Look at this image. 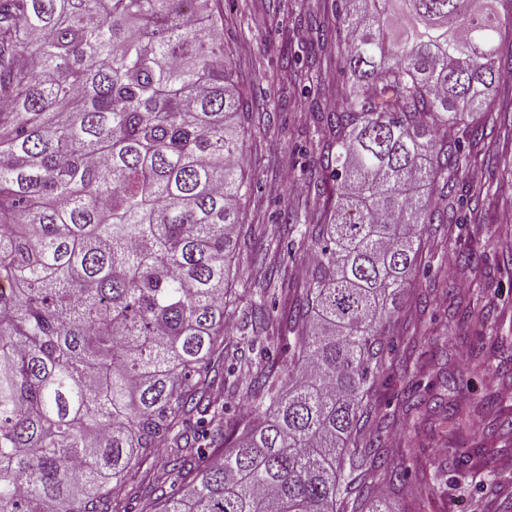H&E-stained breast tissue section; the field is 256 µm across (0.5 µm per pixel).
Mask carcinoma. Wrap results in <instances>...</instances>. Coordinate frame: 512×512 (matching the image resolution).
<instances>
[{
    "label": "carcinoma",
    "instance_id": "1",
    "mask_svg": "<svg viewBox=\"0 0 512 512\" xmlns=\"http://www.w3.org/2000/svg\"><path fill=\"white\" fill-rule=\"evenodd\" d=\"M0 0V512H127L137 467L212 459L155 512H390L406 462L369 431L379 323L416 269L433 188L471 164L448 128L489 111L512 0H340L344 92L314 109L325 224L287 315L254 306L265 365L226 363L252 192L219 8ZM496 125L473 120L477 140ZM294 360L287 378L281 351ZM244 397L249 419L209 396Z\"/></svg>",
    "mask_w": 512,
    "mask_h": 512
}]
</instances>
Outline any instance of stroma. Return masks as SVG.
I'll list each match as a JSON object with an SVG mask.
<instances>
[{
	"instance_id": "1",
	"label": "stroma",
	"mask_w": 512,
	"mask_h": 512,
	"mask_svg": "<svg viewBox=\"0 0 512 512\" xmlns=\"http://www.w3.org/2000/svg\"><path fill=\"white\" fill-rule=\"evenodd\" d=\"M336 0H224V40L233 80L243 95L247 130L245 173L254 188L243 203V221L251 236L240 246L233 267L236 300L231 307V332L239 337L237 368L248 374L259 360L257 350L241 337L251 334V308L269 278H289L302 285L311 269L312 248L285 253L289 241L277 216L283 210L320 221L324 199L310 171L315 155L305 154L306 142L319 139L311 104L335 102L340 92L336 57L317 66L292 61L313 38L305 23L314 17L336 25ZM472 162L454 192L469 196L462 223L427 224L421 230V265L437 266L453 248L476 253L473 262L448 271L449 302H419L431 294V277L410 278L397 306L381 325L384 350L393 368L378 382L372 406L382 417V438L397 435V457L410 472L404 482L381 478L380 486L392 512H512V485L479 487L466 474L479 469L486 478L512 473V434H500L497 423L512 418V352L495 350L497 337L512 339V273L503 267L512 258V139L492 135L470 147ZM487 294L479 309L469 307L478 289ZM462 376L455 394L442 386L448 374ZM424 386L430 403L447 401L448 413L467 423L457 432L443 416L418 420L405 400ZM435 463L447 478H423L421 466Z\"/></svg>"
}]
</instances>
